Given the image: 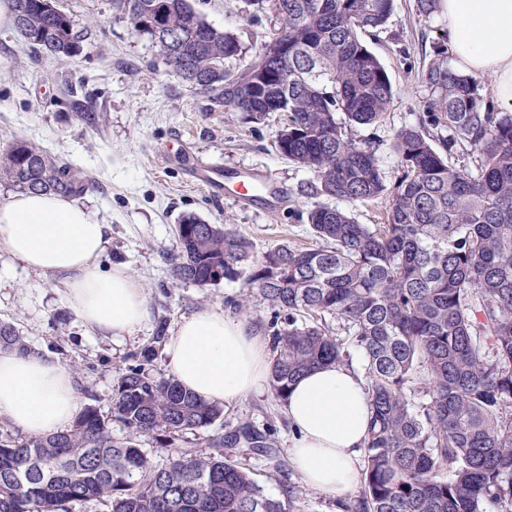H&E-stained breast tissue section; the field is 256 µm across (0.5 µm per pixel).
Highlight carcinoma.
I'll use <instances>...</instances> for the list:
<instances>
[{
  "label": "carcinoma",
  "instance_id": "carcinoma-1",
  "mask_svg": "<svg viewBox=\"0 0 512 512\" xmlns=\"http://www.w3.org/2000/svg\"><path fill=\"white\" fill-rule=\"evenodd\" d=\"M12 21L31 53L72 60L87 28L57 0H11ZM250 17L272 14L269 40L244 64L230 31L207 23L190 0H112L131 34L149 40L189 87L226 112L258 123L287 113L277 148L308 168L312 192L369 204L388 201L383 223L360 224L337 207L307 213L315 244L286 242L258 254L227 224L180 217L176 280L246 286L272 310L270 386L290 387L326 364L349 361L325 327L341 323L362 353L373 419L358 499L346 512H512V113L498 112L479 80L448 65L445 37L433 42L419 80L429 90L424 123L393 135L398 176L388 183L373 138L352 125L385 122L395 96L390 76L365 42L386 29L394 0H241ZM166 29L156 32L154 23ZM288 45V62L280 47ZM257 92L239 85L251 73ZM468 155L458 168L448 160ZM0 182L22 192L79 193L83 177L24 139L0 148ZM166 322L132 355L112 387V412L82 407L69 429L22 436L0 423V512H286L232 459L238 448L269 453L271 430L249 422L205 437L215 454L173 448L170 439L215 426L223 409L149 366L165 345ZM34 351L0 321V350ZM431 402L407 398L418 368ZM124 434L112 435V421ZM152 436L157 465L139 447Z\"/></svg>",
  "mask_w": 512,
  "mask_h": 512
}]
</instances>
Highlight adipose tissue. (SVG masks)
I'll return each instance as SVG.
<instances>
[{"mask_svg": "<svg viewBox=\"0 0 512 512\" xmlns=\"http://www.w3.org/2000/svg\"><path fill=\"white\" fill-rule=\"evenodd\" d=\"M440 11L455 67L492 76L496 104L512 111V0H442ZM111 237V226L74 199L0 196V253L55 280L88 329L121 338L141 326L148 309L141 283L124 266L100 269ZM165 354L175 379L211 403H237L266 387V343L215 309L184 319ZM285 406L293 429L288 455L304 481L335 499L354 490L371 418L362 380L341 366L320 367L297 380ZM80 408L72 373L57 359L0 350V420L40 436L67 429Z\"/></svg>", "mask_w": 512, "mask_h": 512, "instance_id": "obj_1", "label": "adipose tissue"}]
</instances>
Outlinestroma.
I'll list each match as a JSON object with an SVG mask.
<instances>
[{"instance_id":"35a3bbf8","label":"stroma","mask_w":512,"mask_h":512,"mask_svg":"<svg viewBox=\"0 0 512 512\" xmlns=\"http://www.w3.org/2000/svg\"><path fill=\"white\" fill-rule=\"evenodd\" d=\"M193 5L212 26L234 33L250 53L273 31L271 18H248L239 0H193ZM59 7L89 29L92 51L74 61L31 56L10 18L0 19V146L26 139L82 175L79 202L112 226V242L100 263L125 265L139 279L149 316L122 340L90 333L61 289L1 256L0 320L19 327L37 351L82 366L75 378L81 400L106 414L119 369L151 342L159 320L172 330L197 311L217 309L243 319L262 337L270 335L271 310L260 297H252L248 314L237 309L241 281L201 288L174 279L171 259L181 215L231 225L261 253L283 241L309 243L306 212L318 199L310 193L312 173L276 149L285 113L247 124L240 113L214 107L162 64L148 40L131 35L127 20L113 12L112 0H59ZM443 24L439 14L418 17L414 0H395L386 32L369 43L397 94L383 126L356 127L352 134L375 136L388 180L398 174L394 132L422 119L420 102L428 91L418 75ZM199 163L219 166L221 194L192 181L189 170ZM255 173L265 177L272 194L246 206L238 200L239 180ZM243 421L272 431L274 456L247 448L237 456L266 495L282 497L291 485L297 493L290 512H338L335 499L307 487L293 466L285 405L271 390L225 406L226 425Z\"/></svg>"}]
</instances>
